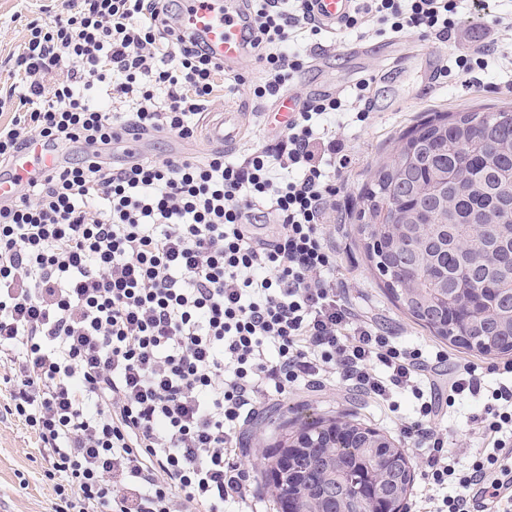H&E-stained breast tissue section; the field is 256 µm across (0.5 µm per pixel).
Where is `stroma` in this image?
Returning a JSON list of instances; mask_svg holds the SVG:
<instances>
[{"label":"stroma","mask_w":512,"mask_h":512,"mask_svg":"<svg viewBox=\"0 0 512 512\" xmlns=\"http://www.w3.org/2000/svg\"><path fill=\"white\" fill-rule=\"evenodd\" d=\"M58 8L57 0H0V90L10 85L12 55L24 40L26 23L37 16L49 17ZM497 16L503 23L495 29L500 52L495 72L465 76L449 69L451 55L471 50L472 39ZM444 66L449 73L443 77L439 70ZM239 74L242 83L227 80L214 106L218 112L235 108L242 113L245 133L236 145L224 150L227 160L236 162L243 161L251 149L272 141L266 119L250 95V85L261 76L262 65L254 55H247ZM363 77L371 81L367 123L336 130L351 158L346 186L326 226L338 255L336 279L344 283L347 296L363 319L395 335L446 349L454 362L469 361L485 368L503 365L504 356L485 357L451 345L403 314L369 267L354 232L352 215L361 203V190L370 181L376 160L391 156L399 136L425 116L478 108L492 111L512 103V0H462L457 25L445 39L424 38L410 31L396 34L389 26L377 23L353 32H321L315 44L309 45L307 61L289 89L302 99L317 94L344 97ZM6 403L0 395V512H54L52 484L45 477L47 463L34 435L6 414ZM468 411V402H461L439 422L440 429L448 433L449 448L463 457L481 446L468 430ZM318 416L374 428L403 448L413 467L421 465L420 451L409 446L395 422L367 398L341 387L322 392L300 388L259 405L243 428V463L261 467L263 448L278 443L285 432L284 422Z\"/></svg>","instance_id":"35a3bbf8"}]
</instances>
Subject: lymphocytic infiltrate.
<instances>
[{"instance_id": "obj_1", "label": "lymphocytic infiltrate", "mask_w": 512, "mask_h": 512, "mask_svg": "<svg viewBox=\"0 0 512 512\" xmlns=\"http://www.w3.org/2000/svg\"><path fill=\"white\" fill-rule=\"evenodd\" d=\"M457 9L353 0L339 28L378 20L444 37ZM245 10L264 64L251 94L273 102L305 64L298 41L321 32L313 0ZM176 15L175 0H62L28 23L15 58L0 168L34 140L83 148L0 202V380L49 464L55 512H243L257 490L239 460L244 425L270 394L332 382L392 413L412 395L403 433L425 480L414 512H471L475 487L512 512V365L495 382L449 365L360 318L336 283L324 220L350 163L336 125L368 119L369 80L310 98L243 162L216 149L114 165L115 127L189 142L217 99L224 66ZM255 224L280 231L260 240ZM466 397L488 447L461 470L435 423Z\"/></svg>"}]
</instances>
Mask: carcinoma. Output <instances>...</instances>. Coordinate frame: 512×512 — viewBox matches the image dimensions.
I'll return each instance as SVG.
<instances>
[{
    "instance_id": "cac0c4a2",
    "label": "carcinoma",
    "mask_w": 512,
    "mask_h": 512,
    "mask_svg": "<svg viewBox=\"0 0 512 512\" xmlns=\"http://www.w3.org/2000/svg\"><path fill=\"white\" fill-rule=\"evenodd\" d=\"M403 152L377 165L361 193L355 215L364 256L378 273L391 301L432 335L481 355L508 353L512 341V249L494 250L488 240L512 228V106L494 111L439 113L401 136ZM419 211L446 229V245L427 254L405 251L404 265H436L444 282L427 279L412 287L398 283L388 261L390 232L414 223ZM315 421L306 448L288 447L283 436L261 479L273 486L278 512H352L350 500L368 503L365 512H393V501L375 489V460L398 448L379 447L350 424L351 448H333L330 425ZM351 478L336 498V468Z\"/></svg>"
}]
</instances>
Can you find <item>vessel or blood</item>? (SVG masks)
Masks as SVG:
<instances>
[{"label": "vessel or blood", "mask_w": 512, "mask_h": 512, "mask_svg": "<svg viewBox=\"0 0 512 512\" xmlns=\"http://www.w3.org/2000/svg\"><path fill=\"white\" fill-rule=\"evenodd\" d=\"M351 0H316L315 18L328 31L337 25L351 9ZM242 0H180L178 21L181 29L201 35L210 53L223 61L225 71H234L246 52V34L242 22ZM243 134L238 113L225 112L210 121L208 140L232 143ZM63 156L32 142L18 153L8 175L0 176V200L14 198L31 179L56 171Z\"/></svg>", "instance_id": "vessel-or-blood-1"}]
</instances>
